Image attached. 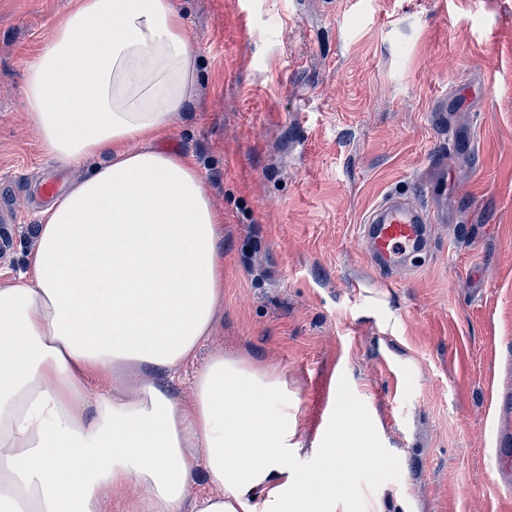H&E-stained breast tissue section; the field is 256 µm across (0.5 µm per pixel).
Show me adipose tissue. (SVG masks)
I'll return each mask as SVG.
<instances>
[{
    "label": "adipose tissue",
    "instance_id": "1",
    "mask_svg": "<svg viewBox=\"0 0 512 512\" xmlns=\"http://www.w3.org/2000/svg\"><path fill=\"white\" fill-rule=\"evenodd\" d=\"M195 80L174 0H82L28 66L43 150L97 165L0 288V512H350L336 488L376 451L329 428L292 466L284 372L219 351L178 389L224 300V217L158 147Z\"/></svg>",
    "mask_w": 512,
    "mask_h": 512
}]
</instances>
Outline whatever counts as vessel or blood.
Instances as JSON below:
<instances>
[{
  "label": "vessel or blood",
  "instance_id": "b4317fda",
  "mask_svg": "<svg viewBox=\"0 0 512 512\" xmlns=\"http://www.w3.org/2000/svg\"><path fill=\"white\" fill-rule=\"evenodd\" d=\"M439 214L431 206L389 195L365 216L361 234L379 271L393 276L406 267L411 254L424 249L430 226ZM494 458L502 483L512 482V392L502 390L494 400Z\"/></svg>",
  "mask_w": 512,
  "mask_h": 512
}]
</instances>
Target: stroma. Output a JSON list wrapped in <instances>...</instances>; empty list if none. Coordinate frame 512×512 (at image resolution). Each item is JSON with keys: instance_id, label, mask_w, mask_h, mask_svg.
I'll return each mask as SVG.
<instances>
[{"instance_id": "35a3bbf8", "label": "stroma", "mask_w": 512, "mask_h": 512, "mask_svg": "<svg viewBox=\"0 0 512 512\" xmlns=\"http://www.w3.org/2000/svg\"><path fill=\"white\" fill-rule=\"evenodd\" d=\"M193 104L161 149L192 153L224 215L215 351L275 365L311 470L325 425L382 449L352 475L383 512H512L492 397L512 365V0H174ZM79 0H0V193L32 199L0 259L28 269L48 202L27 173L78 186L94 160L45 153L27 62ZM433 205L431 248L383 285L359 225L390 193ZM342 383L357 419L334 406Z\"/></svg>"}]
</instances>
